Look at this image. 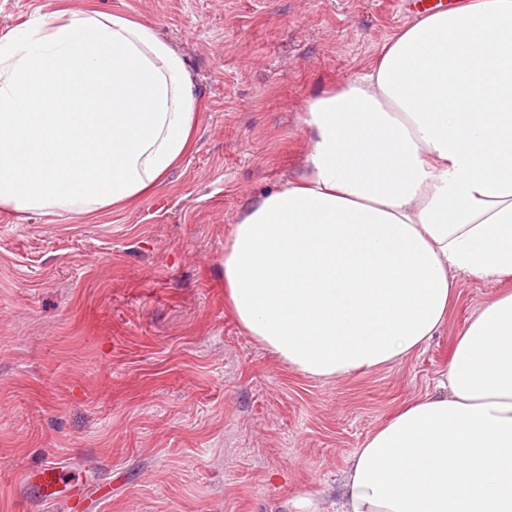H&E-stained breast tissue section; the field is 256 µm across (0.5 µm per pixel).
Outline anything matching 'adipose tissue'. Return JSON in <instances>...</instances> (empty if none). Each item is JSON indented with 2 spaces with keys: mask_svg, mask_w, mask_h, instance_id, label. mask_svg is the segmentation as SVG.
Segmentation results:
<instances>
[{
  "mask_svg": "<svg viewBox=\"0 0 512 512\" xmlns=\"http://www.w3.org/2000/svg\"><path fill=\"white\" fill-rule=\"evenodd\" d=\"M201 118L185 57L120 13L0 34V211L92 214L162 186ZM304 171L224 248L243 331L332 380L438 334L456 274L512 276V0L422 14L369 71L308 101ZM342 512H512V293L461 328L437 391L346 472Z\"/></svg>",
  "mask_w": 512,
  "mask_h": 512,
  "instance_id": "adipose-tissue-1",
  "label": "adipose tissue"
}]
</instances>
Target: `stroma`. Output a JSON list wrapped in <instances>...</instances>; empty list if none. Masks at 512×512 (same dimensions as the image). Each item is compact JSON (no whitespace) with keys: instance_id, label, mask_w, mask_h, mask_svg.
<instances>
[{"instance_id":"obj_1","label":"stroma","mask_w":512,"mask_h":512,"mask_svg":"<svg viewBox=\"0 0 512 512\" xmlns=\"http://www.w3.org/2000/svg\"><path fill=\"white\" fill-rule=\"evenodd\" d=\"M118 12L183 52L201 123L154 194L91 215L0 211V512H71L21 490L56 459L111 486L104 512H335L352 454L434 389L457 332L512 278L457 275L438 336L401 362L312 380L224 298L237 216L300 175L307 102L374 63L410 0H0V32Z\"/></svg>"}]
</instances>
